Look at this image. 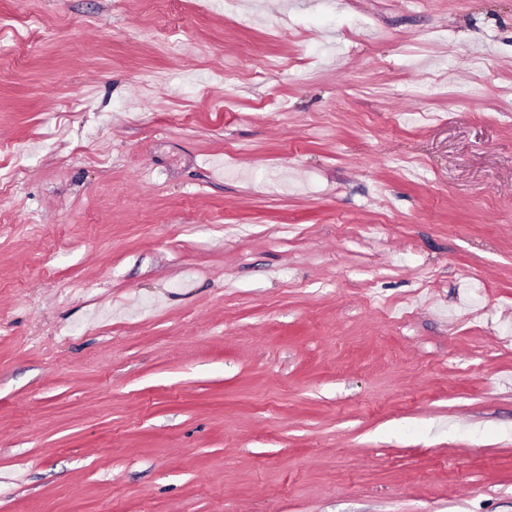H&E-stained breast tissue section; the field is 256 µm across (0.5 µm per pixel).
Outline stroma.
I'll return each instance as SVG.
<instances>
[{
  "label": "stroma",
  "instance_id": "1",
  "mask_svg": "<svg viewBox=\"0 0 512 512\" xmlns=\"http://www.w3.org/2000/svg\"><path fill=\"white\" fill-rule=\"evenodd\" d=\"M0 512H512V0H0Z\"/></svg>",
  "mask_w": 512,
  "mask_h": 512
}]
</instances>
